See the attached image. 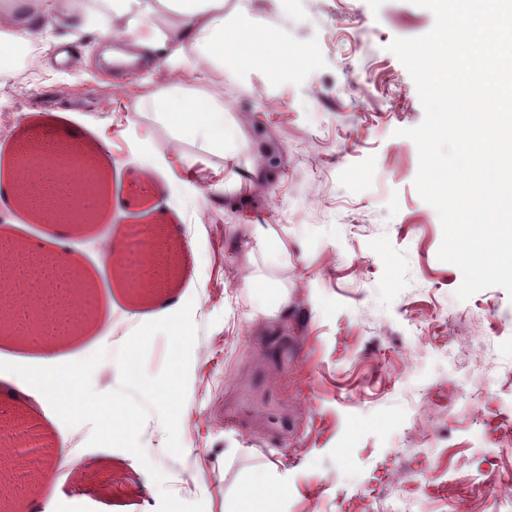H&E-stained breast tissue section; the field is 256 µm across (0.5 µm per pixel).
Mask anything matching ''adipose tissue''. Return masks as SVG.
Wrapping results in <instances>:
<instances>
[{"mask_svg": "<svg viewBox=\"0 0 512 512\" xmlns=\"http://www.w3.org/2000/svg\"><path fill=\"white\" fill-rule=\"evenodd\" d=\"M226 0H0V73L10 70L15 46L29 43L38 29L94 32L112 42L106 62L142 63L140 83L118 86L134 98L128 129L141 119L161 126L169 148L160 152L139 141L146 165L162 168L177 182L193 184L196 168L208 169L207 189L223 193L224 159L236 156L245 138L224 101V81L246 70L288 72L279 34L261 18L241 17L225 26ZM77 365L43 374L31 397L55 402L75 417L87 409Z\"/></svg>", "mask_w": 512, "mask_h": 512, "instance_id": "adipose-tissue-1", "label": "adipose tissue"}]
</instances>
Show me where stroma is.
Returning a JSON list of instances; mask_svg holds the SVG:
<instances>
[{"label": "stroma", "instance_id": "obj_1", "mask_svg": "<svg viewBox=\"0 0 512 512\" xmlns=\"http://www.w3.org/2000/svg\"><path fill=\"white\" fill-rule=\"evenodd\" d=\"M261 17L314 61L288 64L287 79L249 71L224 99L246 144L224 162L223 194L183 208L190 187L145 171L130 135L115 128L113 86L130 74L101 60L98 36L74 33L87 60L61 68L40 53L38 77L0 75V175L27 142L69 128L102 163L105 191L93 224L66 242L94 288L96 320L45 352L0 337V361L55 366L99 349L97 392L120 382L114 357L161 305L131 293L108 263L128 226L169 230L181 252L173 290L194 302L197 339L181 428L182 456L150 417L140 440L166 486L205 512H245L244 488L284 484L272 512H512V296L500 287L461 302L460 269L440 261L443 231L415 188L419 158L406 128L424 118L410 74L388 44L428 33L431 11L410 0H228ZM285 249L266 255L253 225ZM56 226L0 205V243L39 253ZM286 294L261 313L250 281ZM24 413L42 438L66 443L85 467L58 466L57 512H156L158 486L130 452L91 447L89 424L67 426L49 403L0 400V416ZM123 479L108 483L102 467Z\"/></svg>", "mask_w": 512, "mask_h": 512}]
</instances>
